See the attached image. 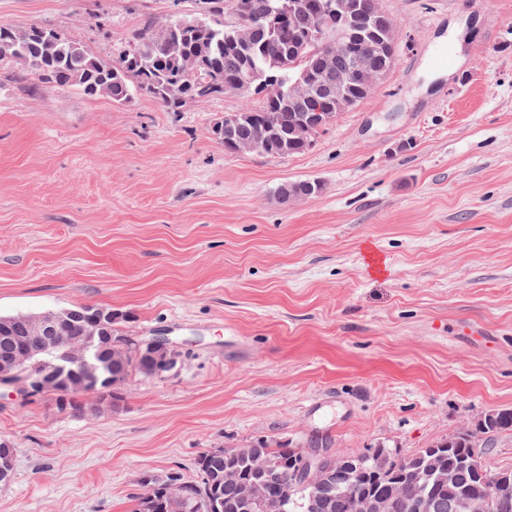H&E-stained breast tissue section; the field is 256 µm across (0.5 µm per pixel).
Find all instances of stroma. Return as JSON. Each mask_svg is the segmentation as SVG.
Segmentation results:
<instances>
[{"instance_id": "stroma-1", "label": "stroma", "mask_w": 512, "mask_h": 512, "mask_svg": "<svg viewBox=\"0 0 512 512\" xmlns=\"http://www.w3.org/2000/svg\"><path fill=\"white\" fill-rule=\"evenodd\" d=\"M398 60L305 153L237 154L227 94L165 111L12 78L0 56V315L69 305L166 334L181 373L74 414L0 386V512H132L145 473L270 440L412 455L512 408V0H382ZM196 0H0L102 57ZM451 45L454 60L435 52ZM322 192L286 204L280 185Z\"/></svg>"}]
</instances>
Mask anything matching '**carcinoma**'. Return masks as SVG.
I'll return each mask as SVG.
<instances>
[{
	"label": "carcinoma",
	"mask_w": 512,
	"mask_h": 512,
	"mask_svg": "<svg viewBox=\"0 0 512 512\" xmlns=\"http://www.w3.org/2000/svg\"><path fill=\"white\" fill-rule=\"evenodd\" d=\"M236 0H199L204 28L185 30L171 18L150 24L131 35L128 47L109 59L99 57L66 34L32 35L31 28L0 24V52L8 55L18 75L43 87L74 86L89 97L124 103L136 95L156 99L168 112H180L195 99L224 94V85L250 69L276 77L288 87L301 65L285 51L297 23L269 18L258 26L252 41L239 44L228 39L235 25L227 15L235 13ZM261 106L236 112L239 123L234 139L250 142L259 126L272 117L279 133L289 135L300 113L277 105L260 88ZM27 333L22 314L7 316L0 332V356L13 341ZM133 373L142 374L140 358L130 350L112 372V398ZM57 405L81 413L75 392L47 387ZM512 431V409L485 412L457 433L431 442L414 454L397 458L380 446L370 454L346 455L327 461L316 484L303 489L295 481L301 452L286 444L262 440L247 448H226L215 454L208 449L197 458V468L207 482L185 483L184 493L196 505L195 512H475L460 507L469 501L486 512H496L497 478L512 476V469L490 471L475 465L480 449L494 437ZM170 477L141 480L144 493L136 512H156L169 496Z\"/></svg>",
	"instance_id": "1"
}]
</instances>
